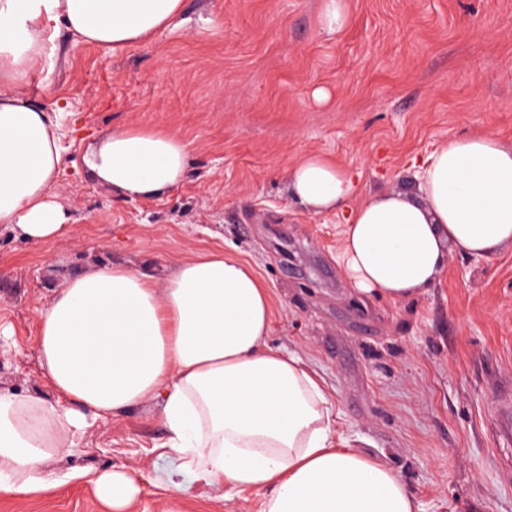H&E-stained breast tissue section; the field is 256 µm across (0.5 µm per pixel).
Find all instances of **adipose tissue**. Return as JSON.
Instances as JSON below:
<instances>
[{"instance_id":"ef3b65f1","label":"adipose tissue","mask_w":512,"mask_h":512,"mask_svg":"<svg viewBox=\"0 0 512 512\" xmlns=\"http://www.w3.org/2000/svg\"><path fill=\"white\" fill-rule=\"evenodd\" d=\"M184 0H0V86L39 66L50 23L108 49L150 41ZM58 122L25 98L0 97V226L35 243L63 237L69 218L52 198L61 167ZM188 143L162 128L127 127L87 160L129 198H152L184 178ZM412 192L357 198L356 177L310 153L289 192L316 214H342L337 262L362 297L415 299L442 272L449 248L487 257L512 246V144L491 134L452 137L431 152ZM270 291L221 251L173 266L163 280L115 264L73 275L39 315L38 353L52 396L0 393V491L55 494L51 469L99 420L155 401L174 469L156 487L183 492L182 472L221 489L261 494L262 512H417L392 467L333 440V403L316 372L270 347ZM91 482L109 512L140 491L125 470Z\"/></svg>"}]
</instances>
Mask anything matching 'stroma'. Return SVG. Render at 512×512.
<instances>
[{"mask_svg": "<svg viewBox=\"0 0 512 512\" xmlns=\"http://www.w3.org/2000/svg\"><path fill=\"white\" fill-rule=\"evenodd\" d=\"M323 0H185L145 46L109 50L58 25L16 94L53 107L63 163L55 201L70 234L51 245L0 229V392H44L38 317L67 278L120 262L155 276L223 250L271 290L270 345L322 379L341 441L399 471L419 512H512V247L450 250L420 298L354 294L336 266L339 217L293 201L288 177L318 152L360 172V195L404 192L414 158L449 138L512 143V0H345L330 34ZM325 88V102L312 97ZM122 127L165 128L190 145L187 175L150 199H123L85 159ZM156 402L97 421L54 464L57 495L0 494V512H107L84 470L140 471L130 512H259L261 497L185 473V492L150 482L167 468ZM321 14V26L329 33L341 30L347 20L346 5L344 0H324Z\"/></svg>", "mask_w": 512, "mask_h": 512, "instance_id": "1", "label": "stroma"}]
</instances>
